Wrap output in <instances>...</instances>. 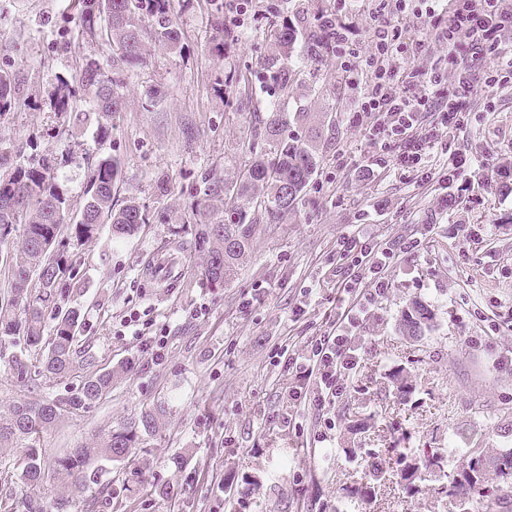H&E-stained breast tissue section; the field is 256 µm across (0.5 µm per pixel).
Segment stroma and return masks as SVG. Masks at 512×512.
Returning a JSON list of instances; mask_svg holds the SVG:
<instances>
[{
    "instance_id": "obj_1",
    "label": "stroma",
    "mask_w": 512,
    "mask_h": 512,
    "mask_svg": "<svg viewBox=\"0 0 512 512\" xmlns=\"http://www.w3.org/2000/svg\"><path fill=\"white\" fill-rule=\"evenodd\" d=\"M337 9L349 49L304 63L288 109L307 113L286 136L313 144L319 166L308 191L277 230L257 237L237 277L223 288L200 284L192 248L193 203L200 174L219 167L235 179L250 152L245 118L267 111L260 61L274 14L286 0H224L235 36L214 52L209 0H173L182 50L150 49L124 71L125 108L108 139L94 125L74 128L56 112L58 77L78 81L87 60L112 65V49L78 35L74 0H0V68L20 94L0 115V147L25 165L50 158L56 182L80 213L96 162L122 163L115 198H136L148 220L133 237L67 245L72 266L56 307L81 309L75 368L67 379L21 380L0 346V408L19 400H67L85 379L119 365L127 375L97 402L67 413L44 433L45 481L26 485L0 462V512H24L26 499L54 508L67 496L57 469L75 448L101 443L157 402L169 405L162 428L106 465V488L68 496L66 512H448L441 479L425 474L415 495L396 479V449L512 448V80L477 84L465 124L438 126L420 170L373 149L381 117L360 109L371 75L355 65L375 51L377 0H304ZM427 0H389L386 13L402 37L420 42L414 62L430 68L443 55L427 31ZM467 166L446 178L449 154ZM361 234L395 255L382 287L343 291L338 242ZM179 251L184 277L166 288L150 279L152 257ZM419 300L434 314L425 335L396 328L401 310ZM351 310L360 364L345 398L323 411L293 404L295 357ZM137 314L142 335L127 327ZM412 382L399 394L397 371ZM385 476L377 497H350L373 467Z\"/></svg>"
}]
</instances>
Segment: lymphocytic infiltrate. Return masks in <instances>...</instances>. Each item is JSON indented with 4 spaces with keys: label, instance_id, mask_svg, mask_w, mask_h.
I'll return each instance as SVG.
<instances>
[{
    "label": "lymphocytic infiltrate",
    "instance_id": "f902f5d3",
    "mask_svg": "<svg viewBox=\"0 0 512 512\" xmlns=\"http://www.w3.org/2000/svg\"><path fill=\"white\" fill-rule=\"evenodd\" d=\"M512 29V0H463L448 17L432 20V38L446 48L443 66L431 70L411 68L402 82L386 68V59L415 55L413 44L402 41L397 25L380 17L373 31L375 51L359 65L373 75L360 105L361 111L390 117L389 125L374 128L375 148L394 152L401 167L417 169L427 141L411 136L417 117L436 113L441 126L460 127L477 77L471 63L483 51L497 53V73L512 78V52H501V34ZM389 257L387 249L362 235L344 237L339 258L343 284L360 283L363 272L378 274ZM359 364L355 339L345 330L316 338L306 358L300 383L291 397L315 409H324L346 396L352 372Z\"/></svg>",
    "mask_w": 512,
    "mask_h": 512
}]
</instances>
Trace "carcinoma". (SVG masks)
Wrapping results in <instances>:
<instances>
[{"label":"carcinoma","mask_w":512,"mask_h":512,"mask_svg":"<svg viewBox=\"0 0 512 512\" xmlns=\"http://www.w3.org/2000/svg\"><path fill=\"white\" fill-rule=\"evenodd\" d=\"M326 13L328 10L323 9L306 20L309 33L299 54L295 49L298 28L287 19L273 24L264 67L270 83L278 90V99L271 111L249 118V164L233 181L213 170L200 175L194 251L201 256V281L209 288H222L233 280L249 256L255 236L270 231L295 208L316 172L315 151L284 138L283 131L290 117L303 116L301 112L290 114L285 110L301 56L334 52L333 38L325 29ZM77 19L81 31L98 33L112 46V71L89 60L82 67L78 83L58 77L52 101L56 111L73 117L77 123L95 124L98 134L105 138L112 130V116L124 105L117 92L118 70L123 65L141 63L152 41L173 50L182 49L181 33L174 20L172 0H77ZM17 91L15 76L0 69V116L16 103ZM84 92L93 95L95 107L91 111L79 109ZM255 143L265 145V149L257 151ZM119 166V159L112 155L98 160L91 170L81 210L84 218L69 224L68 199L51 174L50 162L44 159L38 165L15 166L9 154L0 150V245L8 242L14 225L25 226L9 262V305L18 312L0 310V343L23 337L26 350L41 355V373L48 379L64 378L73 370L75 331L83 318L80 309H68L55 317L52 336L44 338L45 310L67 272L63 240H91L105 222L111 224L112 235L130 237L146 223L145 210L134 198L114 209L113 188ZM432 321V312L413 300L401 311L398 328L404 335L421 336ZM125 373L126 367L121 366L88 377L75 400H20L7 410H0V459L23 447L14 466L21 471L25 483L40 484L44 479L40 436L59 422L67 408L100 400ZM166 414L167 408L161 403L110 431L99 447L78 448L67 455L59 467L68 487L87 492L101 485L102 473L88 470L90 455L107 461L126 458L143 436L159 429ZM397 463V479L409 493L416 490L424 471L441 474L446 479L445 493L454 499L458 512H472L476 500L486 503V512L512 503V448L490 454L471 448L454 461L438 451L420 458L404 450L397 452ZM491 475L497 480L494 486L489 484Z\"/></svg>","instance_id":"obj_1"}]
</instances>
